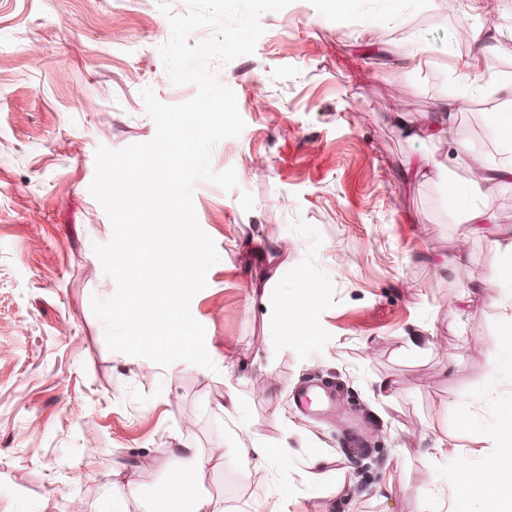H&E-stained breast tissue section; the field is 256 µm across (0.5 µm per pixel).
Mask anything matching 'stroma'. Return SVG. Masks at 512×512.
I'll return each mask as SVG.
<instances>
[{
	"label": "stroma",
	"instance_id": "1",
	"mask_svg": "<svg viewBox=\"0 0 512 512\" xmlns=\"http://www.w3.org/2000/svg\"><path fill=\"white\" fill-rule=\"evenodd\" d=\"M259 21L253 54L209 64L245 122L211 156L236 188L193 187L219 253L191 302L211 371L109 350L91 308L117 288L94 252L112 236L89 192L95 152L154 137L143 89L197 93L166 73L157 0H0V512L77 497L108 512L116 478L133 491L123 512H163L159 490L183 477L224 512H449L484 473L512 407V290L492 276L512 179L473 198L475 232L448 185L471 182L459 146L512 160L488 123L512 105L488 91L442 138L408 129L473 74H512V0H292ZM466 24L483 45L457 38ZM310 380L333 391L335 420L295 407ZM254 442L289 448L287 463L247 462L237 449ZM182 445L224 458L173 462Z\"/></svg>",
	"mask_w": 512,
	"mask_h": 512
}]
</instances>
